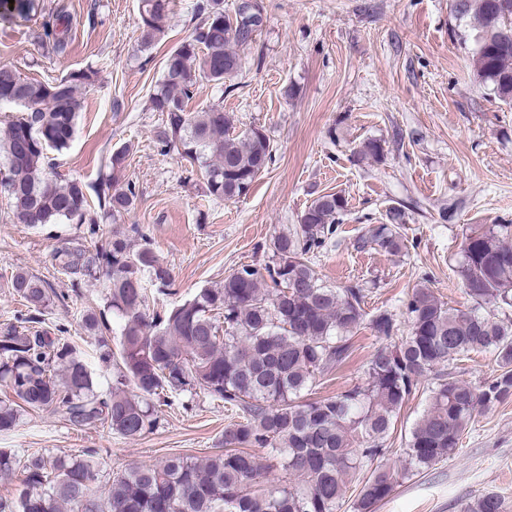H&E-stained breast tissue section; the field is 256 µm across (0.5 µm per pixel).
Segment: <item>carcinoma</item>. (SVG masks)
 Returning a JSON list of instances; mask_svg holds the SVG:
<instances>
[{
  "instance_id": "obj_1",
  "label": "carcinoma",
  "mask_w": 512,
  "mask_h": 512,
  "mask_svg": "<svg viewBox=\"0 0 512 512\" xmlns=\"http://www.w3.org/2000/svg\"><path fill=\"white\" fill-rule=\"evenodd\" d=\"M168 7L169 0H141V49L164 38ZM0 11L42 18L36 43L49 54L65 52L72 22L63 9L48 8L44 0H0ZM451 11L458 19L474 18V72L511 104L512 0H451ZM195 17L188 39L166 56L151 95L162 115L154 141L198 167L209 195L240 198L271 162L270 138L259 127L236 132L219 104L190 112L187 103L201 79L231 89L241 69L233 47L255 40L263 7L260 0H237L230 12L224 0H197ZM90 81L91 74L79 71L42 82L0 66V108L21 112L0 134V197L14 223L86 224L93 238L98 230L91 203L114 217L134 207L135 185L121 177L126 148L112 153V173L95 184L52 174L49 152L69 147L83 107L79 89ZM357 153L379 160L384 148L367 139ZM347 208L338 193L316 197L298 223L274 238L264 267L244 265L222 285L161 313L146 311V277L165 284L169 271L150 248L135 250L128 237L114 235L91 250L80 245L56 252L54 261L65 272L108 281L104 308L120 323L118 352L110 346L106 315L84 316L86 328L99 335L102 362L116 365L106 394L97 390L94 372L73 343L36 327L34 313L52 299L41 278L17 270L11 288L29 315L22 327H0V384L11 394L0 400V432L13 429L27 408L50 409L74 425L106 427L135 440L159 428L161 395L193 390L241 412L243 421L224 429V447L209 456L172 455L113 476L104 474L89 448L26 457L0 449V474L18 472L23 483L17 500L0 497V512H337L355 482L354 509L373 512L394 490L398 474L368 473L367 462L384 454L398 412L423 384L428 405L405 438L404 473L453 454L476 413L512 396V224H483L466 236L459 274L470 308H453L419 285L403 303V330L392 312L365 310L371 292L365 285L328 288L316 276L313 257L336 236ZM387 218L367 225L359 241L399 253L404 212L394 209ZM362 329L380 346L361 381L332 397L306 398L326 370L349 360ZM482 351L495 356L500 373L479 384L459 378L457 362ZM254 448L265 452V460ZM273 469L280 477L272 485ZM101 482L105 492L98 497L94 488ZM464 512L508 508L501 495L487 491Z\"/></svg>"
}]
</instances>
